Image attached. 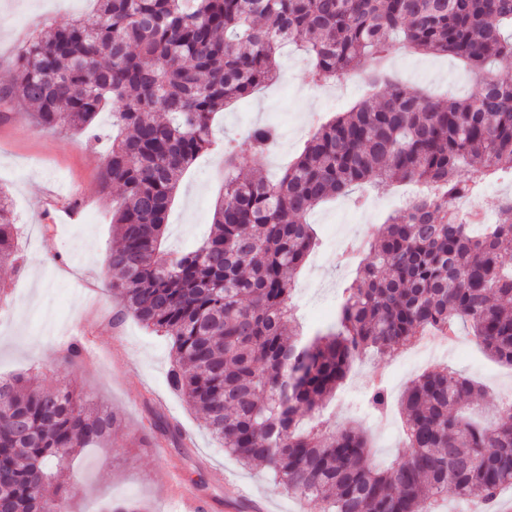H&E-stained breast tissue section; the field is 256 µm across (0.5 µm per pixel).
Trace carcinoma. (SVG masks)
<instances>
[{
    "instance_id": "1",
    "label": "carcinoma",
    "mask_w": 512,
    "mask_h": 512,
    "mask_svg": "<svg viewBox=\"0 0 512 512\" xmlns=\"http://www.w3.org/2000/svg\"><path fill=\"white\" fill-rule=\"evenodd\" d=\"M95 11L20 46L0 102L43 127L86 130L112 105L102 188L119 244L108 286L131 317L168 337L169 389L200 408L224 451L262 464L320 512H434L448 492L488 508L512 487V405L480 417L483 388L438 366L405 389V440L377 469L364 433L323 415L362 354H387L430 330L470 329L512 366V204L484 232L448 204L512 173V0H95ZM452 55L477 76L466 98H431L380 67L395 38ZM312 58L315 85L366 73L370 93L320 126L282 176L224 181L214 230L195 250L162 249L182 175L218 146L215 117L276 75L282 45ZM273 124L248 135L255 155ZM470 169V175L461 171ZM431 193L390 216L373 260L345 288L335 323L307 335L289 304L317 238L308 215L334 196L388 183ZM20 225L0 189V264L20 272ZM369 403L388 407L383 383ZM117 416L35 375L0 381V512H69L70 464L110 438Z\"/></svg>"
}]
</instances>
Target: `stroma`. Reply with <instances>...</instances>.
<instances>
[{"label": "stroma", "mask_w": 512, "mask_h": 512, "mask_svg": "<svg viewBox=\"0 0 512 512\" xmlns=\"http://www.w3.org/2000/svg\"><path fill=\"white\" fill-rule=\"evenodd\" d=\"M92 0H0V84L15 67L18 44L38 30L37 16L63 26L90 10ZM278 78L246 100L228 107L218 118L217 139L230 141L246 159L243 178H275L303 149L310 136L309 117L329 120L359 102L366 90L362 72L351 73L335 85L318 89L308 81L310 60L290 48L278 58ZM386 66L397 81L425 89L430 95L452 93L467 97L477 90L473 74L450 56L421 55L394 46ZM274 121L288 139L279 157L247 154L245 136L250 125ZM98 137L65 128L36 125L28 108L20 105L0 116V189L8 191L22 226L23 272L0 266V379L33 371L45 388L67 385L85 399L114 411L120 425L101 447L85 451L75 463L71 512H105L121 499L140 502L147 512L164 507L168 475L177 472L199 491L221 504L219 512H252L248 502L234 501L237 486L273 507L272 512H318L317 505L300 508L274 482L263 465L245 467L225 454L212 439L200 409L173 395L167 386L171 345L134 319L115 325L120 298L108 286L106 259L117 244L112 231V198L103 193L100 174L110 142V111L98 114ZM221 152L201 155L183 175L171 204L165 246L172 251L195 247L208 233L214 205L223 185ZM69 188L81 196L82 221L47 225L45 202L53 189ZM407 185L393 184L382 192L381 204L366 207L349 194L317 207L309 216L321 240L296 278L299 292L292 304L304 327L329 324L341 301L345 282L355 271H343L329 240L335 224L361 228L373 240ZM75 336L93 340L94 354L81 365L59 361L62 347ZM462 352L445 363L486 385L482 408L496 413L504 386H512V367L488 358L470 337H462ZM401 354L368 356L351 370L325 413L337 424L366 432L373 442L372 460L383 467L391 461L399 441L390 428L400 425L398 403L412 376L398 369ZM387 381L389 411L378 417L348 400L353 391H367L372 380ZM177 422L185 435L182 444L165 442L153 426L154 416Z\"/></svg>", "instance_id": "1"}]
</instances>
